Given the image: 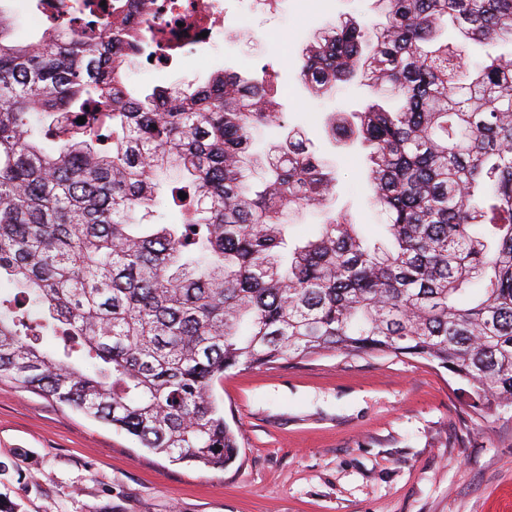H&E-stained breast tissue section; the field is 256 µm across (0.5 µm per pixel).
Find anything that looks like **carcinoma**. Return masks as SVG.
Listing matches in <instances>:
<instances>
[{"mask_svg": "<svg viewBox=\"0 0 512 512\" xmlns=\"http://www.w3.org/2000/svg\"><path fill=\"white\" fill-rule=\"evenodd\" d=\"M378 2L386 23L330 24L298 78L322 95L364 79L401 102L331 125L369 149L391 244L329 210L294 247L288 215L327 206L335 171L290 134L254 151L279 111L265 82L226 71L138 95L125 78L156 40L141 17L34 53L0 5V279L18 285L0 294L1 382L218 470L240 451L217 395L235 369L412 357L477 411L512 406V54L492 55L512 44V0ZM87 6L62 0L58 17ZM450 24L486 60L463 69L465 46L438 40ZM245 162L263 172L253 194ZM170 169L184 220L148 224Z\"/></svg>", "mask_w": 512, "mask_h": 512, "instance_id": "obj_1", "label": "carcinoma"}]
</instances>
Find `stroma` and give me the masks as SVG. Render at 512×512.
<instances>
[{
    "mask_svg": "<svg viewBox=\"0 0 512 512\" xmlns=\"http://www.w3.org/2000/svg\"><path fill=\"white\" fill-rule=\"evenodd\" d=\"M375 21L373 0H224V24L196 59L143 61L136 89L201 84L232 70L266 80L281 110L258 148L288 131L336 170L330 209L368 240L387 228L372 204L360 145L335 143L333 113L360 109L367 88L312 95L298 54L326 24ZM218 393L242 434L235 463L170 461L125 432L0 382V503L10 512H512V408L480 417L462 383L428 362L390 355L312 356L227 372Z\"/></svg>",
    "mask_w": 512,
    "mask_h": 512,
    "instance_id": "obj_1",
    "label": "stroma"
}]
</instances>
